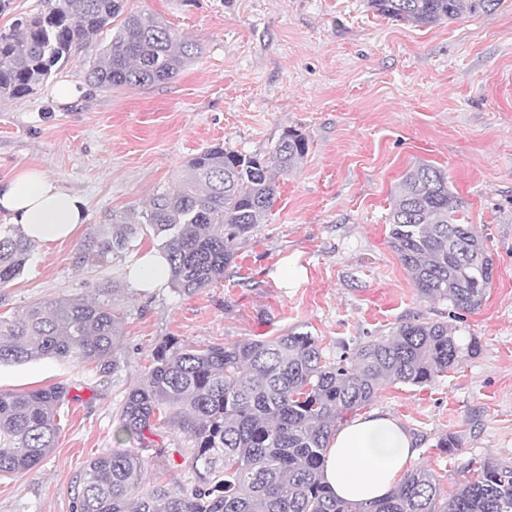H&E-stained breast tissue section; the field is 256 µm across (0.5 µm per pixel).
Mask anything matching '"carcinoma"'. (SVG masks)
<instances>
[{"mask_svg": "<svg viewBox=\"0 0 512 512\" xmlns=\"http://www.w3.org/2000/svg\"><path fill=\"white\" fill-rule=\"evenodd\" d=\"M501 0H368L378 14L417 26L496 10ZM111 28L112 38H100ZM93 52L88 78L107 90L149 87L176 75L197 55L150 12L122 9V0H53L46 14L0 29V98L31 94L79 52ZM305 134L288 129L263 157L210 146L186 162L180 185L153 201L143 224H119L92 259L132 247L145 228L170 264V284L193 293L224 277L232 243L264 223L276 194L275 175L300 164ZM462 202L438 167L422 163L402 179L389 214L390 246L423 298L466 312L479 309L491 287L493 262ZM35 243L0 224V288L20 276ZM118 314L83 297L39 302L0 324V365L52 357L116 373ZM460 353L445 322L413 319L389 338L355 345L348 363L325 359L318 337L291 331L271 340L196 347L176 337L153 349L146 379L120 407V431L139 447L90 459L75 481L76 512H512V466L485 459L456 491L441 498L438 478L417 468L386 498L351 503L322 480L324 453L336 428L369 406L380 386L423 385ZM70 386L0 392V477L25 473L54 448ZM189 435L193 485L145 487L148 461L171 450L153 444L161 407Z\"/></svg>", "mask_w": 512, "mask_h": 512, "instance_id": "carcinoma-1", "label": "carcinoma"}]
</instances>
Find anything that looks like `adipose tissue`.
<instances>
[{"label": "adipose tissue", "instance_id": "adipose-tissue-1", "mask_svg": "<svg viewBox=\"0 0 512 512\" xmlns=\"http://www.w3.org/2000/svg\"><path fill=\"white\" fill-rule=\"evenodd\" d=\"M0 215L41 244L72 236L87 218L84 198L40 168L23 167L0 179ZM133 288L162 287L169 273L165 255L141 253L127 266ZM409 433L394 419L370 414L340 427L325 451L323 478L337 497L365 502L385 497L403 478L415 455Z\"/></svg>", "mask_w": 512, "mask_h": 512}]
</instances>
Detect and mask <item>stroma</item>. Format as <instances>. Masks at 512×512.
<instances>
[{"label":"stroma","mask_w":512,"mask_h":512,"mask_svg":"<svg viewBox=\"0 0 512 512\" xmlns=\"http://www.w3.org/2000/svg\"><path fill=\"white\" fill-rule=\"evenodd\" d=\"M162 17L202 52L165 83L88 87L78 54L34 93L0 99V178L37 166L79 192L88 220L73 237L35 245L0 288V320L61 297L112 304L121 369L55 358L0 365V391L59 382L76 399L61 412L56 448L28 472L0 477V512H75V480L91 458L136 447L119 433L125 395L148 372L154 347L317 336L327 361L345 346L391 335L399 323H448L462 352L424 385H383L369 412L417 438L411 468L432 469L442 493L492 458L512 464V0L494 12L419 27L373 12L367 0H124ZM72 82L76 102L52 99ZM288 129L309 140L302 164L277 179L264 224L233 244L221 281L191 294L143 295L125 268L154 249L141 233L120 258L83 256L133 224L172 190L186 161L216 143L270 151ZM443 169L493 260V281L472 313L421 298L388 243L386 217L405 173ZM298 256L303 282L286 288L279 261ZM476 352H468L470 343ZM460 440L451 453L440 436Z\"/></svg>","instance_id":"stroma-1"}]
</instances>
